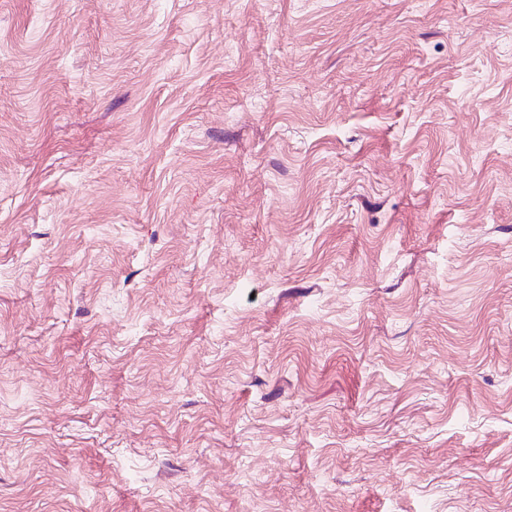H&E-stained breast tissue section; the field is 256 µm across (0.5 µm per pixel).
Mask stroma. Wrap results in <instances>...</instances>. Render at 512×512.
Wrapping results in <instances>:
<instances>
[{
	"label": "stroma",
	"instance_id": "stroma-1",
	"mask_svg": "<svg viewBox=\"0 0 512 512\" xmlns=\"http://www.w3.org/2000/svg\"><path fill=\"white\" fill-rule=\"evenodd\" d=\"M0 512H512V0H0Z\"/></svg>",
	"mask_w": 512,
	"mask_h": 512
}]
</instances>
